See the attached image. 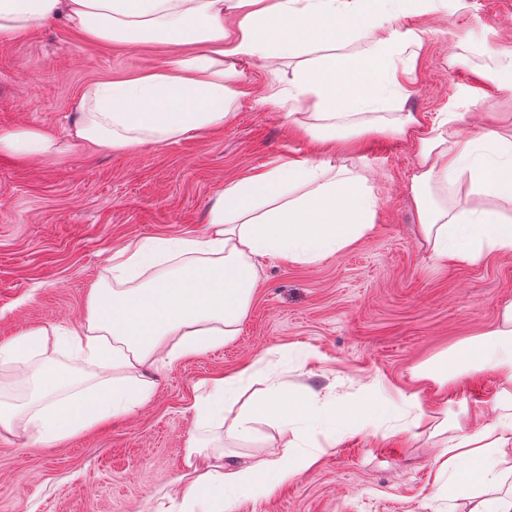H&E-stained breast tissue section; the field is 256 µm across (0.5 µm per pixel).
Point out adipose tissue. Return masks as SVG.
<instances>
[{"label":"adipose tissue","instance_id":"ef3b65f1","mask_svg":"<svg viewBox=\"0 0 512 512\" xmlns=\"http://www.w3.org/2000/svg\"><path fill=\"white\" fill-rule=\"evenodd\" d=\"M447 9L448 0H0V38L63 18L96 41L201 44L195 55L137 78L88 88L66 132L74 143L125 150L223 127L239 94L237 61L258 60L273 69L291 57L298 63L289 92L273 88L260 101L275 108L290 99L306 103L313 120L298 122L297 129L316 138L379 110L391 97L408 98L426 31L400 20ZM228 16L234 20L229 28ZM358 41L364 49L347 54ZM318 43L330 46V54L306 62ZM451 122L445 115L427 126L397 112L385 124L414 138L417 173L410 191L423 242L439 267L512 253V131L464 138ZM56 144V137L36 130L0 132V152L24 158L48 159ZM451 183L493 200V207L439 203L436 191ZM375 213L366 178L323 159H290L229 182L203 234L138 242L113 255V283L91 286L84 324L63 331L31 327L0 344L1 365H30V401L1 408L0 429L12 430L21 417L39 436L62 442L130 414L154 397L150 366L237 336L263 258L318 262L370 233ZM51 342L111 372V382L83 389L52 366L34 365ZM484 371L498 380L496 418L471 429L431 410L419 394L395 400L372 384L347 404L291 393L280 383L244 407L248 365L209 380L206 398L193 407L194 423L200 430L227 425L242 441L253 438L260 419L331 442L369 429L411 435L425 426L444 444L438 490L466 497L468 512H512V302L502 307L494 330L424 365L418 375L442 387ZM317 459V453L287 449L232 464L207 446H190L177 512H229L239 498L271 497Z\"/></svg>","mask_w":512,"mask_h":512}]
</instances>
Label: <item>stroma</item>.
Returning a JSON list of instances; mask_svg holds the SVG:
<instances>
[{
    "mask_svg": "<svg viewBox=\"0 0 512 512\" xmlns=\"http://www.w3.org/2000/svg\"><path fill=\"white\" fill-rule=\"evenodd\" d=\"M425 28L413 93L370 114L424 121L457 114L454 129L478 137L512 122V100L493 80L512 47V0H456L447 14L410 17ZM198 44L97 43L60 20L0 41V131L36 128L61 138L48 160L0 153V343L31 326L69 327L88 313L92 282L111 284L112 256L149 238L201 235L227 182L292 158L319 157L362 173L376 196L372 232L314 264L264 259L250 309L224 346L149 369L156 393L146 406L55 443L17 423L0 432V512H161L194 432L193 406L215 376L253 363L261 370L242 397L250 403L265 375L291 390L344 403L375 380L384 394L416 392L433 408L472 425L495 417L494 374L436 384L414 369L495 328L512 302V253L456 268L435 267L422 244L409 189L416 169L411 138L374 130L330 149L299 133L285 109L258 100L292 69L246 60L243 91L223 127L161 145L97 151L64 140L74 106L95 83L140 76ZM484 74L485 98L469 92ZM319 359L299 365L296 353ZM239 442L214 427L208 447L254 460L280 444L275 427L255 425ZM437 439L370 433L339 437L317 464L269 499L242 498L231 512H460L461 500L433 498Z\"/></svg>",
    "mask_w": 512,
    "mask_h": 512,
    "instance_id": "obj_1",
    "label": "stroma"
}]
</instances>
